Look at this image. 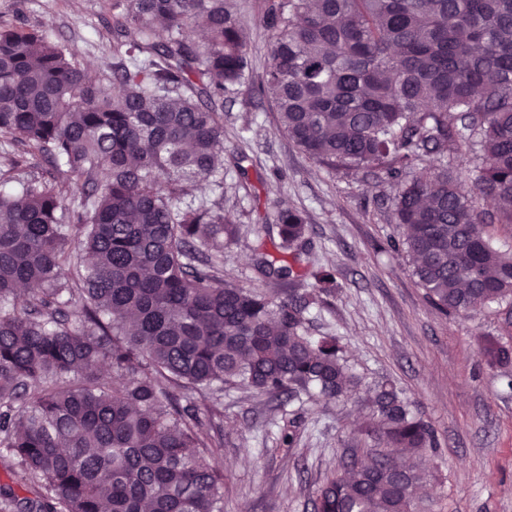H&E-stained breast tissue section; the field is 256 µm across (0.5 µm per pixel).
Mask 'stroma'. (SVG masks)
I'll use <instances>...</instances> for the list:
<instances>
[{"mask_svg": "<svg viewBox=\"0 0 512 512\" xmlns=\"http://www.w3.org/2000/svg\"><path fill=\"white\" fill-rule=\"evenodd\" d=\"M261 0H245L255 59L248 83L224 97V213L238 232L224 246L225 282L287 295L292 283L259 276L257 251L277 247L280 207L303 211L309 242L302 261L334 268L336 289L307 314L313 336L340 339L365 384L393 383L434 428L426 512H512V367H489L484 338L512 344V302L466 316L443 315L426 301L405 253V229L392 216L398 185L376 171L331 169L310 160L279 126L259 92L266 55ZM42 29L83 63L111 69L112 46L99 0H0V23ZM200 410L224 413V444L211 464L224 476V512H315L324 476L346 448L372 444L369 406L298 394L269 399L225 388L220 399L195 394ZM296 418L295 442L281 444Z\"/></svg>", "mask_w": 512, "mask_h": 512, "instance_id": "stroma-1", "label": "stroma"}]
</instances>
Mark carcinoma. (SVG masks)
<instances>
[{
  "mask_svg": "<svg viewBox=\"0 0 512 512\" xmlns=\"http://www.w3.org/2000/svg\"><path fill=\"white\" fill-rule=\"evenodd\" d=\"M100 8L115 63L92 80L68 46L0 24V455L33 482L24 497L0 485V512H224L205 460L221 425L189 395L226 385L359 395L377 444L349 450L316 512H418L436 432L394 384L364 385L336 337L308 333L336 271H294L306 215L277 214L293 263L260 253L255 269L310 287L224 282V94L254 66L241 0ZM263 23L280 128L316 162L399 181L430 305L466 316L512 298V254L485 230L512 224V0H265ZM469 154L468 197L448 159ZM431 156L442 167L407 177ZM195 181L214 198L194 203ZM483 355L512 364L497 341Z\"/></svg>",
  "mask_w": 512,
  "mask_h": 512,
  "instance_id": "cac0c4a2",
  "label": "carcinoma"
}]
</instances>
